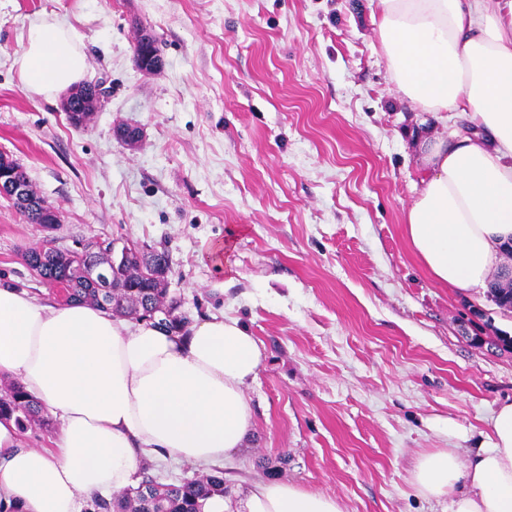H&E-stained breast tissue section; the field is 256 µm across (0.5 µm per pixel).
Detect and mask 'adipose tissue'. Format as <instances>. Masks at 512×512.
Instances as JSON below:
<instances>
[{
	"label": "adipose tissue",
	"instance_id": "obj_1",
	"mask_svg": "<svg viewBox=\"0 0 512 512\" xmlns=\"http://www.w3.org/2000/svg\"><path fill=\"white\" fill-rule=\"evenodd\" d=\"M373 18L396 100L453 134L418 141L421 188L402 224L438 284L483 288L512 237V0H378ZM17 60L23 83L50 96L85 74L72 26L36 20ZM264 354L239 319L213 315L172 333L132 325L86 303L41 301L0 285V379L21 383L59 425L52 449L21 446L0 421V507L82 512L97 493L136 480L141 456L208 466L253 429L247 395ZM419 494L447 512H512V402L499 405L486 443L422 454ZM243 512H343L336 498L277 480L248 491Z\"/></svg>",
	"mask_w": 512,
	"mask_h": 512
}]
</instances>
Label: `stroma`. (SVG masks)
<instances>
[{
	"instance_id": "35a3bbf8",
	"label": "stroma",
	"mask_w": 512,
	"mask_h": 512,
	"mask_svg": "<svg viewBox=\"0 0 512 512\" xmlns=\"http://www.w3.org/2000/svg\"><path fill=\"white\" fill-rule=\"evenodd\" d=\"M376 4L0 0V153L62 220L46 234L0 197V283L59 300L24 261L49 237L167 251L188 322L235 317L264 347L247 390L255 431L218 464L236 500L262 477L344 512H442L412 481L418 458L479 447L512 400V351L493 345L512 314L484 290L436 284L405 240L415 140L444 126L394 99ZM40 18L70 24L84 82L105 83L83 127L62 95L19 78L21 34ZM142 29L160 70L135 64ZM121 124L142 128L136 147L116 138Z\"/></svg>"
}]
</instances>
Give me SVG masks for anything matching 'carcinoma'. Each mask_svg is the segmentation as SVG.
<instances>
[{"label": "carcinoma", "mask_w": 512, "mask_h": 512, "mask_svg": "<svg viewBox=\"0 0 512 512\" xmlns=\"http://www.w3.org/2000/svg\"><path fill=\"white\" fill-rule=\"evenodd\" d=\"M102 254L111 263L112 285L108 291L88 282L82 273L88 258L94 256L90 243L78 250L55 249L51 252L33 248L25 253V261L43 281L63 289L64 302L96 305L120 317L138 321L163 318L156 324L170 331L186 326V317L179 314V302L168 297L167 284L171 260L165 250L126 245L127 254L112 259V241H103ZM487 298L504 312L512 313V268L505 265L487 285ZM14 419L22 430L43 425L45 419L38 403L21 385L9 381L0 388V419ZM225 493L224 472L216 470L185 479L178 484H162L144 475L138 487L111 497L96 495L87 512H204L208 499Z\"/></svg>", "instance_id": "carcinoma-1"}]
</instances>
